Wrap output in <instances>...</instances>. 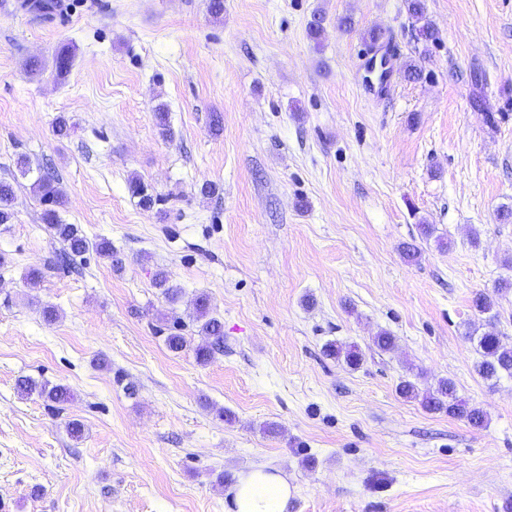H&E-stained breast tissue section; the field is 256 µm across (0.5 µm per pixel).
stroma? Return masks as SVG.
Segmentation results:
<instances>
[{
	"mask_svg": "<svg viewBox=\"0 0 512 512\" xmlns=\"http://www.w3.org/2000/svg\"><path fill=\"white\" fill-rule=\"evenodd\" d=\"M207 5L0 0V178L22 154L52 164L62 220L122 260L59 263L20 179L0 226V512H225L260 464L287 478L288 512H512V377L481 378L468 339L512 346V291H494L512 278V0H425L432 42L406 0H224L218 19ZM373 28L395 63L379 98L360 87ZM202 292L224 323L205 365L154 331ZM382 331L391 350L371 343ZM334 341L361 347L360 368L326 356ZM22 377L72 398L23 395ZM407 377L452 380L484 425L403 399Z\"/></svg>",
	"mask_w": 512,
	"mask_h": 512,
	"instance_id": "1",
	"label": "stroma"
}]
</instances>
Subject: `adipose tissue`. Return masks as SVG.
Segmentation results:
<instances>
[{
	"mask_svg": "<svg viewBox=\"0 0 512 512\" xmlns=\"http://www.w3.org/2000/svg\"><path fill=\"white\" fill-rule=\"evenodd\" d=\"M236 512H288L291 488L280 470L258 466L230 490Z\"/></svg>",
	"mask_w": 512,
	"mask_h": 512,
	"instance_id": "adipose-tissue-1",
	"label": "adipose tissue"
}]
</instances>
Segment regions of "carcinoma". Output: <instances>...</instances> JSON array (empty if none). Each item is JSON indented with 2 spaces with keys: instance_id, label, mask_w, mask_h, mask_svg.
<instances>
[{
  "instance_id": "cac0c4a2",
  "label": "carcinoma",
  "mask_w": 512,
  "mask_h": 512,
  "mask_svg": "<svg viewBox=\"0 0 512 512\" xmlns=\"http://www.w3.org/2000/svg\"><path fill=\"white\" fill-rule=\"evenodd\" d=\"M409 17L420 24L419 34L424 40L433 38L430 26L423 22L425 4L424 0H406ZM75 46H67L60 50L55 59V69L62 76L69 72ZM31 189L39 202L44 206L42 219L51 237L64 246L66 258L70 261L81 257L89 251L111 260L112 266L119 268L122 260L117 257L112 243L105 239L90 240L76 224L64 223L58 214V207L64 203V195L57 186L53 177L42 173L31 184ZM14 187L6 179L0 180V225L12 223L14 211ZM154 284L162 289V294L169 301L174 302L179 297V289L169 284V277L163 270L154 274ZM195 324L198 335L202 336V342L194 347L197 361L201 364L209 362L216 354L224 352V325L213 315L209 297L205 294L198 296L194 301V311L190 316V322H185L180 317H172L167 325L165 343L170 351L179 353L190 346L191 340L186 334L189 324ZM479 360L475 365L477 373L486 380L499 379L503 375L512 377V347H508L500 337L492 331H486L476 338ZM326 355L334 358H344L347 365L356 369L363 360V354L357 345H338L329 343L325 347ZM18 390L23 394L38 393L55 403H63L70 396L69 390L60 385L48 386L39 384L31 378L24 377L18 380ZM400 394L407 399H414L429 411H446L453 415L466 418L472 425L481 426L485 421V413L479 408H471L456 395L454 383L449 379H441L433 388L424 391L417 385L404 380L399 384Z\"/></svg>"
}]
</instances>
